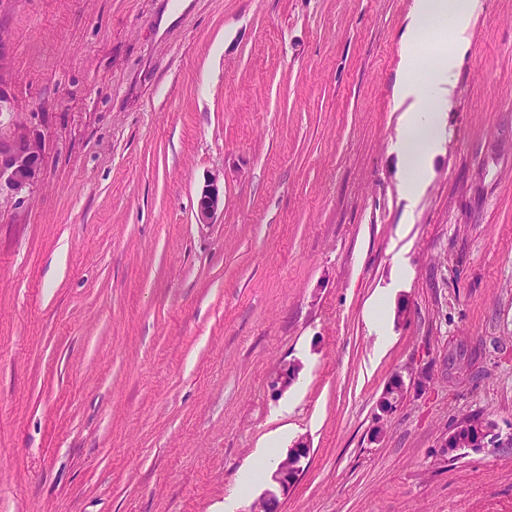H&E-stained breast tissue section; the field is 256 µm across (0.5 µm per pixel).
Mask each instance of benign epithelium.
I'll return each instance as SVG.
<instances>
[{"label":"benign epithelium","mask_w":512,"mask_h":512,"mask_svg":"<svg viewBox=\"0 0 512 512\" xmlns=\"http://www.w3.org/2000/svg\"><path fill=\"white\" fill-rule=\"evenodd\" d=\"M7 82L0 73V199L14 198L31 192L41 181L44 162V141L37 127L17 118L14 99L6 90ZM224 204L215 183L205 185L197 203L196 222L212 223ZM408 390L402 376L395 377L380 399V409L391 412ZM492 446H512V435H502L482 415H469L456 423L441 442V453L461 450L476 451ZM311 453L310 445L299 439L288 448L270 475L268 487L254 501L251 512H280L273 503L288 495L305 470Z\"/></svg>","instance_id":"1"}]
</instances>
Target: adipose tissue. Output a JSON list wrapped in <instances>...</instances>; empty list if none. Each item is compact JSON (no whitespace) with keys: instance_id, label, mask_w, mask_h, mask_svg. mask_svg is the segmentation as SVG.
<instances>
[{"instance_id":"obj_1","label":"adipose tissue","mask_w":512,"mask_h":512,"mask_svg":"<svg viewBox=\"0 0 512 512\" xmlns=\"http://www.w3.org/2000/svg\"><path fill=\"white\" fill-rule=\"evenodd\" d=\"M481 0H414L404 36L403 70L394 92L402 110L396 150L401 189L415 200L425 189L432 155L446 137L443 115L455 87L452 73L469 45Z\"/></svg>"}]
</instances>
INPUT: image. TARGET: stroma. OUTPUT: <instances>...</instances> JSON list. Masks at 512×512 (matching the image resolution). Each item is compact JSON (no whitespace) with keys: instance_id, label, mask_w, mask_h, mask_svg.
<instances>
[{"instance_id":"obj_1","label":"stroma","mask_w":512,"mask_h":512,"mask_svg":"<svg viewBox=\"0 0 512 512\" xmlns=\"http://www.w3.org/2000/svg\"><path fill=\"white\" fill-rule=\"evenodd\" d=\"M167 4L0 0L45 135L0 201V512H224L273 434L312 448L283 512H512V447L439 450L472 413L512 433V0H482L410 211L413 0ZM221 205H224V198L220 196L217 185L214 182L206 184L201 190L197 203V223H212ZM408 390L403 377L397 375L393 382L386 388L383 396L380 399L379 406L383 412H391L404 398L405 393Z\"/></svg>"}]
</instances>
